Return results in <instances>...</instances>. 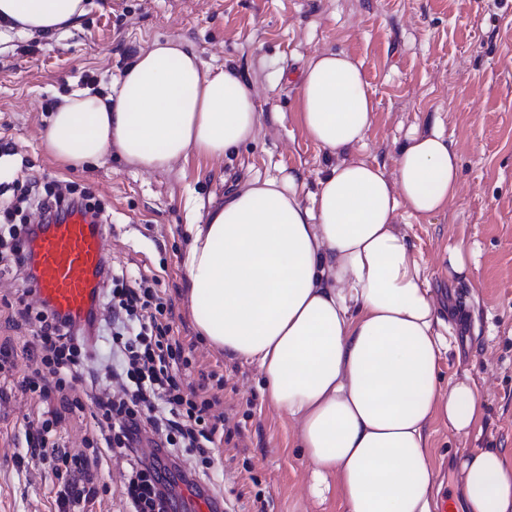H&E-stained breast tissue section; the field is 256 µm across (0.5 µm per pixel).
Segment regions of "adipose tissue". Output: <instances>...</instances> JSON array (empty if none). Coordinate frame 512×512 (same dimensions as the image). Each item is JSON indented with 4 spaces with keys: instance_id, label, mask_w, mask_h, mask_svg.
<instances>
[{
    "instance_id": "ef3b65f1",
    "label": "adipose tissue",
    "mask_w": 512,
    "mask_h": 512,
    "mask_svg": "<svg viewBox=\"0 0 512 512\" xmlns=\"http://www.w3.org/2000/svg\"><path fill=\"white\" fill-rule=\"evenodd\" d=\"M89 8V0H0V41L53 35ZM298 98L323 151L363 144L375 105L359 61L312 57ZM257 124L249 84L167 40L125 71L117 97H68L50 115L44 146L74 167L116 153L159 170L193 155L224 157ZM458 188L455 156L434 131L408 138L393 177L366 160L344 162L305 199L293 173L255 179L185 227L195 329L226 358L258 366L270 402L297 425L317 504L335 497L346 512H434L428 426L437 418L467 434L479 420L472 383L439 381L447 326L396 228L400 213L444 211ZM506 458L478 448L460 459L467 512H512Z\"/></svg>"
}]
</instances>
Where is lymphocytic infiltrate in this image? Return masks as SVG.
Returning a JSON list of instances; mask_svg holds the SVG:
<instances>
[{"label": "lymphocytic infiltrate", "instance_id": "obj_1", "mask_svg": "<svg viewBox=\"0 0 512 512\" xmlns=\"http://www.w3.org/2000/svg\"><path fill=\"white\" fill-rule=\"evenodd\" d=\"M26 196L36 201L47 223L76 207L98 219L105 216L104 205L74 185L60 192L33 179ZM16 210L14 200L0 196V269L20 278L26 285L25 295L30 296L36 292L25 246L31 227L14 222ZM102 288L101 303L112 312L110 375L124 387L119 398L97 390L94 378L85 376L84 336L70 318L46 307L34 312L27 306L15 309L8 318L16 328L37 326L40 349L29 354L31 374L21 382V391L45 400L54 397L59 403L28 424L26 452L71 462L74 479L60 498V507L95 500L99 458L93 449L102 443L112 454L128 460L129 512H175L171 484L157 463L139 456L141 444L150 443L173 455L196 454L206 467L213 451L230 442L233 432L223 415L214 412L221 397L212 391L209 375L201 374L198 382L190 384L181 378V367L189 359L183 341L173 331L172 302L159 296L148 278L132 280L117 268L105 271ZM87 407L94 420L91 434L84 437L87 452H62L52 439L54 427L64 412Z\"/></svg>", "mask_w": 512, "mask_h": 512}]
</instances>
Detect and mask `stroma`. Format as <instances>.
I'll list each match as a JSON object with an SVG mask.
<instances>
[{
	"label": "stroma",
	"mask_w": 512,
	"mask_h": 512,
	"mask_svg": "<svg viewBox=\"0 0 512 512\" xmlns=\"http://www.w3.org/2000/svg\"><path fill=\"white\" fill-rule=\"evenodd\" d=\"M94 6L50 38L22 35L0 43V141L14 156L0 182L35 177L63 188L75 183L100 199L112 222L114 267L154 276L171 299L175 328L193 358L182 374L194 382L212 371L224 381L221 407L240 434L220 448L205 495L225 501L268 500L267 512H345L338 499L314 506L311 464L294 423L268 401L260 370L201 342L183 297V227L199 222L226 194L256 178L296 174L301 194L315 192L333 163L364 159L393 176L408 136L438 130L457 157L459 194L429 217L400 215L398 230L423 262L440 310L460 303L448 320L451 348L438 366L441 384L470 379L482 404L479 427L460 435L430 422L428 453L439 497L461 499L459 456L476 448L512 455V0H93ZM175 39L206 67L226 70L256 93L257 134L221 160L192 156L146 172L115 155L82 170L62 168L42 147L54 102L74 92L105 95L154 42ZM361 62L375 99L365 143L328 157L299 119L298 79L324 52ZM477 251L468 280L448 266V248ZM22 283L0 274V336H12L15 367L0 375V512H58L71 474L58 461L28 457L23 425L43 410L21 394L28 371L23 347L30 327L4 325ZM97 498L69 512H127L124 459L100 453Z\"/></svg>",
	"instance_id": "obj_1"
}]
</instances>
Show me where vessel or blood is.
<instances>
[{"mask_svg": "<svg viewBox=\"0 0 512 512\" xmlns=\"http://www.w3.org/2000/svg\"><path fill=\"white\" fill-rule=\"evenodd\" d=\"M109 234L108 225L74 209L60 221L36 225L27 241L40 298L75 325L99 320L102 273L110 264Z\"/></svg>", "mask_w": 512, "mask_h": 512, "instance_id": "obj_1", "label": "vessel or blood"}]
</instances>
